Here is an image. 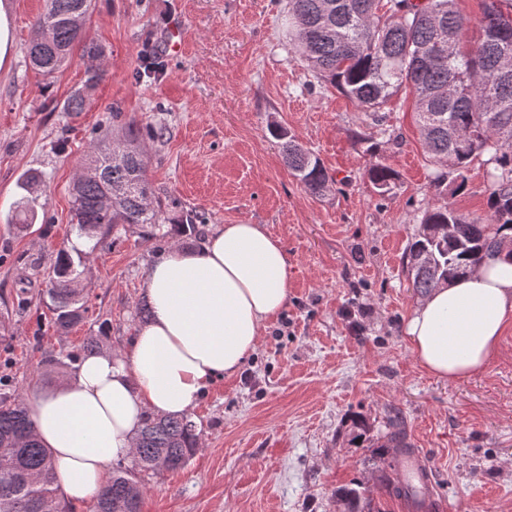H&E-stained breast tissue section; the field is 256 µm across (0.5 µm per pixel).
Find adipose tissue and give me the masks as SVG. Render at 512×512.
<instances>
[{
	"label": "adipose tissue",
	"mask_w": 512,
	"mask_h": 512,
	"mask_svg": "<svg viewBox=\"0 0 512 512\" xmlns=\"http://www.w3.org/2000/svg\"><path fill=\"white\" fill-rule=\"evenodd\" d=\"M143 287L152 317L125 358H85L28 406L61 493L79 510L103 486L113 460L131 454L146 416L190 413L216 379L238 373L288 303V261L265 225L221 224L201 250L172 243ZM511 324L512 261L491 255L420 298L405 333L427 374L459 381L497 354Z\"/></svg>",
	"instance_id": "obj_1"
}]
</instances>
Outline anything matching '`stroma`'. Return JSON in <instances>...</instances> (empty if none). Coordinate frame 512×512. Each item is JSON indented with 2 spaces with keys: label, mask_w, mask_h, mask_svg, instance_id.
Listing matches in <instances>:
<instances>
[{
  "label": "stroma",
  "mask_w": 512,
  "mask_h": 512,
  "mask_svg": "<svg viewBox=\"0 0 512 512\" xmlns=\"http://www.w3.org/2000/svg\"><path fill=\"white\" fill-rule=\"evenodd\" d=\"M0 4L11 43L0 62L1 383L28 399L49 390L62 377L39 374L42 356L89 336L125 352L150 318L141 283L172 241L198 248L215 225L263 224L287 256L288 305L241 374L216 382L192 411L202 445L189 463L142 475L140 512H356L362 503L408 512L382 481L396 472L393 455L348 434L351 414L377 437L396 412L443 507L512 512V325L498 354L461 382L425 373L404 334L418 297L403 253L438 199L411 95L376 114L315 78L288 42V0H92L86 33L103 50L104 75L76 118L64 104L83 85L85 61L73 56L48 80L27 58L45 0ZM172 32L175 54L163 50ZM150 50L164 70L137 80ZM130 126L142 134L164 220L147 233L119 225L92 250L81 280L87 317L55 331L44 290L70 233L73 183L91 144ZM275 126L332 175L325 195L294 176ZM380 159L397 173L382 196L366 176ZM485 170L483 158L468 164L452 207L486 215ZM27 173L40 177L29 195ZM27 195L35 217L25 230L11 216ZM189 212L202 217L192 235L180 225ZM352 488L360 502L345 499Z\"/></svg>",
  "instance_id": "obj_1"
}]
</instances>
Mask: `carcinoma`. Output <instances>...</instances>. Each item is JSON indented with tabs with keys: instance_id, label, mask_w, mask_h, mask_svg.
I'll return each mask as SVG.
<instances>
[{
	"instance_id": "obj_1",
	"label": "carcinoma",
	"mask_w": 512,
	"mask_h": 512,
	"mask_svg": "<svg viewBox=\"0 0 512 512\" xmlns=\"http://www.w3.org/2000/svg\"><path fill=\"white\" fill-rule=\"evenodd\" d=\"M456 0H288V38L313 76L338 87L358 106L376 111L400 91L414 99L425 148L437 164L432 184L444 198L465 190L464 170L476 155L486 156L490 193L485 216L463 213L446 201L428 206L404 257L412 288L421 296L475 270L484 257L501 250L512 231V78L498 79L505 62L512 70V0H484L480 39L466 47V19ZM91 0H46L33 24L28 47L31 65L42 76L54 77L82 52L86 79L67 100L65 110H85L87 91L101 73L92 62L102 49L88 39L73 18L87 19ZM289 168L314 196L329 190L333 179L313 153L288 132L274 127ZM82 168L95 170L72 187V232L95 240L87 251L74 246L58 250L50 266L47 296L52 323L66 332L83 322L88 307L78 288L81 268L105 245L120 224H158L161 205L153 204L145 155L137 130L128 129L112 145H92ZM376 192L384 194L396 180L395 170L382 161L367 169ZM112 196V205L103 198ZM100 352L97 337L65 352L77 361ZM201 438L189 416L145 419L135 438L131 464L112 468L92 512H140L143 486L138 472H157L187 465ZM402 417L388 418L387 448H406ZM53 502L58 512H71L61 496L54 459L36 437L23 397L8 389L0 393V512H43Z\"/></svg>"
}]
</instances>
